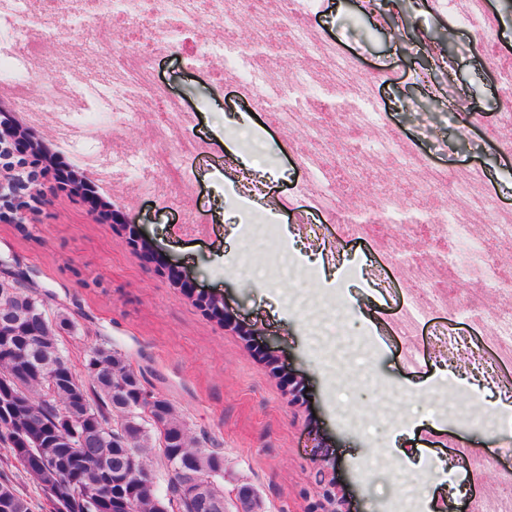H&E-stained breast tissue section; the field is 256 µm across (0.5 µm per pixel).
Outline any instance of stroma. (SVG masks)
Instances as JSON below:
<instances>
[{"mask_svg":"<svg viewBox=\"0 0 512 512\" xmlns=\"http://www.w3.org/2000/svg\"><path fill=\"white\" fill-rule=\"evenodd\" d=\"M488 2L501 51L488 59L472 33L459 31L447 49L449 87L438 85L424 49L443 27L429 0H391L396 20L387 26L361 0H321L312 22L361 70L384 73L378 100L391 129L413 140L419 125L433 128L436 164L482 167L499 201L512 206V155L483 133L503 98L493 65L512 59V0ZM156 74L195 111L189 132L213 145L206 157L183 158L184 179L169 201L141 195L120 173L96 182L91 201L61 189L52 166L29 186L41 204L22 223L0 219V278H17L49 312L74 319L62 337L73 365L95 344L124 354L147 387L173 401L192 437L223 452L231 506L243 486L257 492L261 512H308L327 490L339 512H463L478 492L512 494V434L464 420L475 402L512 424V397L483 388L465 355L438 356L427 323L402 335L405 289L384 295L364 277L376 245L394 244L395 267L404 271L435 260L439 247L423 236L398 239L385 215L341 228L314 214L321 235L307 237L277 205L304 175L268 113L239 124L246 108L232 83L212 84L179 50L158 58ZM189 132L177 128L172 137ZM244 168L263 181V201L239 194ZM128 219L153 256L130 244ZM175 272L221 300L234 327L177 288ZM250 330L258 348L243 338ZM263 346L275 363L262 357ZM282 372L300 379L302 401H293ZM459 444L489 466L455 457Z\"/></svg>","mask_w":512,"mask_h":512,"instance_id":"stroma-1","label":"stroma"}]
</instances>
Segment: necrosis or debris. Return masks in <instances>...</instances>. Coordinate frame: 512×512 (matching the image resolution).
<instances>
[{"label":"necrosis or debris","mask_w":512,"mask_h":512,"mask_svg":"<svg viewBox=\"0 0 512 512\" xmlns=\"http://www.w3.org/2000/svg\"><path fill=\"white\" fill-rule=\"evenodd\" d=\"M238 9H228L224 0H65L56 13V29L65 33L74 22L90 26L85 54L96 65L87 69L72 64L65 78L47 80L44 95L28 100L26 87L30 63L40 60L43 70L58 71L41 39L26 40L23 51L0 50V81L7 83L16 98L33 115L50 113L63 143L85 141L92 149L76 155L82 169L107 176V167L117 150L114 139L104 137L95 115L78 117L69 105L76 88L96 92L109 111L123 115L132 124L150 116L154 130L144 157L131 161L136 184L141 191L159 194L170 187V172L180 156L203 152L202 142L187 136L173 141L171 131L189 127L192 112L182 99L169 96L153 80L155 60L171 49L194 54L201 61L223 55V67L213 69L211 77L222 82L231 77L237 98L258 111L267 110L271 99L296 96L300 88L324 83L336 94L356 97L364 106L343 110L320 121L312 117V103L295 104L274 113L275 125L293 137L306 174L299 192L312 208L335 217L339 212L361 211L372 204L379 213L402 210L406 204L389 183L375 184L370 195L360 194L359 186L380 162L397 165L398 180L417 195L440 199L444 208L439 220L430 224L433 238L439 241L462 240L468 248L466 262L457 264L456 273L512 294V280L503 278L500 259L492 245L512 239V210L500 208L485 184L480 169L448 171L430 167L403 138L383 122L376 107L382 83L378 72H359L354 61L344 56L336 44L318 36L308 24L317 0H243ZM36 0H0V43H13L25 29L41 24ZM439 15L449 17L454 26L469 29L486 53L496 50V21L488 0H434ZM125 24L134 50H110L116 24ZM210 32L216 41L193 44L195 35ZM287 33L290 50L307 61L306 69L287 74L278 53L265 55L259 69L245 67L240 57L224 54L222 37L235 36L240 44L267 43L274 33ZM348 128L366 135L371 149L348 154L340 149L334 130ZM435 265L415 268L409 281L410 303L400 315L410 320L425 318L429 312L447 310V294L434 288ZM489 333L483 337L463 336L448 323H434L430 340L440 354L464 353L489 379H497L512 358V307L485 310Z\"/></svg>","instance_id":"4bbe7bcc"}]
</instances>
